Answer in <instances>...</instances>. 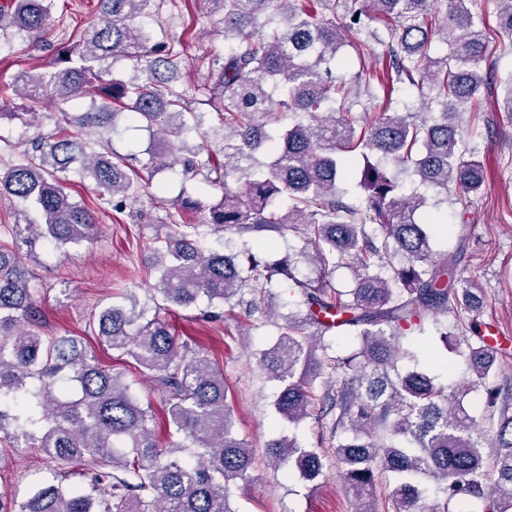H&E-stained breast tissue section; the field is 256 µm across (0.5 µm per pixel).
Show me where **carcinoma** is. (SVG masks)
<instances>
[{
	"label": "carcinoma",
	"mask_w": 512,
	"mask_h": 512,
	"mask_svg": "<svg viewBox=\"0 0 512 512\" xmlns=\"http://www.w3.org/2000/svg\"><path fill=\"white\" fill-rule=\"evenodd\" d=\"M166 0H98V20L55 49L49 69L13 77L27 115L54 102L64 125L32 150L0 165V195L30 203L39 218L7 227L0 244V434L24 441L52 464L51 478L25 499L0 498V512H235L229 484L250 479L255 460L234 433L224 371L208 352L171 331L161 308L137 298L104 307L93 318L97 337L131 358L166 395L168 426L181 441L162 446L156 421L122 380L102 367L73 336H42L30 326L37 309L21 246L57 249L91 240L93 216L63 181L71 168L121 211L137 197L140 170L215 174L224 195L201 224H178L156 236L155 289L168 306L224 307L247 318L282 321L269 347L254 353L264 378L276 383V413L291 426L331 418L336 469L355 512H378L376 488L388 481L389 512H512V414L497 407L490 383L500 339L480 324L443 327L445 348L464 375L448 387L434 382L401 338L421 331L426 312L478 307L471 282L455 267L463 247L433 248L434 217L448 189L478 194L485 165L459 150L457 118L479 103L485 80L475 64L495 42L466 0H206L224 13V53L206 57L205 104L223 115L222 159H198L190 139L205 134V113L187 107L171 85L179 53L134 19ZM499 27L512 33V0H491ZM52 0L0 4V36L40 37ZM438 19L431 27L427 18ZM390 26L388 65L356 79L384 88L415 86L422 107L438 112L351 115V90L326 78L322 64L345 44L374 38L370 23ZM449 54L432 52L434 38ZM118 56L145 59L150 78L106 79ZM281 88L273 98L267 84ZM86 95L76 117L67 106ZM129 111L153 136L147 162L119 155L102 133L117 111ZM269 114L273 131L255 122ZM170 132L174 143L165 138ZM242 179L233 190L228 178ZM361 190L362 204L343 201ZM297 234L303 246L275 260L270 233ZM233 233L239 247L204 245ZM348 266L355 286L336 288L332 274ZM288 281L299 310L283 315L270 286ZM359 341L340 355L334 341ZM485 391L481 419L465 400ZM267 466L308 482L325 475L322 449L282 435L267 443ZM85 461L89 487L67 485L66 468Z\"/></svg>",
	"instance_id": "cac0c4a2"
}]
</instances>
